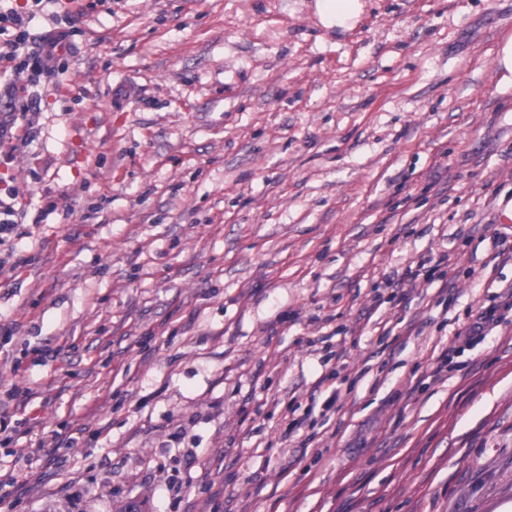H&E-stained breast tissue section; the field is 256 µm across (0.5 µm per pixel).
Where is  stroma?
Returning a JSON list of instances; mask_svg holds the SVG:
<instances>
[{"label":"stroma","instance_id":"obj_1","mask_svg":"<svg viewBox=\"0 0 512 512\" xmlns=\"http://www.w3.org/2000/svg\"><path fill=\"white\" fill-rule=\"evenodd\" d=\"M17 2L0 512H512V0ZM321 9L324 16L329 20H336L341 24L351 18L354 3L357 0H322ZM427 262L420 261L414 264L410 263L401 278L396 283H390L394 288H403L405 285L416 286L418 283H434L435 277L434 272H429L425 267ZM400 286V287H399Z\"/></svg>","mask_w":512,"mask_h":512}]
</instances>
